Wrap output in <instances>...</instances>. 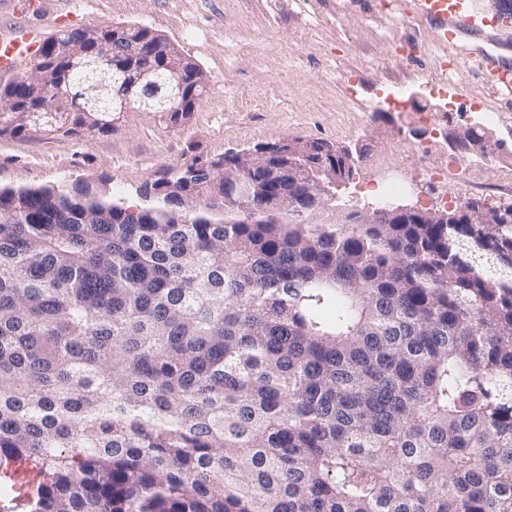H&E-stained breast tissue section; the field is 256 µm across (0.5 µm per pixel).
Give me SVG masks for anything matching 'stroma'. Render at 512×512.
I'll list each match as a JSON object with an SVG mask.
<instances>
[{"label":"stroma","mask_w":512,"mask_h":512,"mask_svg":"<svg viewBox=\"0 0 512 512\" xmlns=\"http://www.w3.org/2000/svg\"><path fill=\"white\" fill-rule=\"evenodd\" d=\"M31 24L54 35L61 26L91 22L149 27L175 43L210 80L189 120L170 124L154 113H122L112 134L53 138L0 137V187L57 186L83 179L113 199L141 202L145 183L190 155L241 151L285 137L357 144L366 160L355 171L351 206L371 199L370 159L404 144L408 121L380 118L383 92L434 85L432 61L375 64L388 40H426L427 26L412 23L388 33L378 16L384 0H72L57 23L53 0H23ZM460 66L441 88L451 125H478L469 103L490 95L499 123L490 130L503 147L493 160L512 169V100L481 81L464 48L451 49ZM355 75L360 93L351 112L338 111L341 75ZM465 92H458V85Z\"/></svg>","instance_id":"1"}]
</instances>
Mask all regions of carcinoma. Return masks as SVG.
Listing matches in <instances>:
<instances>
[{
  "label": "carcinoma",
  "mask_w": 512,
  "mask_h": 512,
  "mask_svg": "<svg viewBox=\"0 0 512 512\" xmlns=\"http://www.w3.org/2000/svg\"><path fill=\"white\" fill-rule=\"evenodd\" d=\"M102 71L43 42L53 89L0 86V137L110 134L122 104L181 111L148 28L96 23ZM142 42L130 60L129 39ZM320 139L195 157L129 211L82 180L0 188V512H512V217L314 221ZM237 178L248 191L231 182ZM304 218L243 223L213 214Z\"/></svg>",
  "instance_id": "1"
}]
</instances>
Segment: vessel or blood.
Instances as JSON below:
<instances>
[{
    "label": "vessel or blood",
    "mask_w": 512,
    "mask_h": 512,
    "mask_svg": "<svg viewBox=\"0 0 512 512\" xmlns=\"http://www.w3.org/2000/svg\"><path fill=\"white\" fill-rule=\"evenodd\" d=\"M408 19L427 24L440 48L457 46L462 37L480 38L469 51L478 68L500 89L512 91V65L500 63L491 50L512 30V15L477 9L475 0H411ZM42 44L39 30L14 24L0 28V75H17Z\"/></svg>",
    "instance_id": "obj_1"
}]
</instances>
